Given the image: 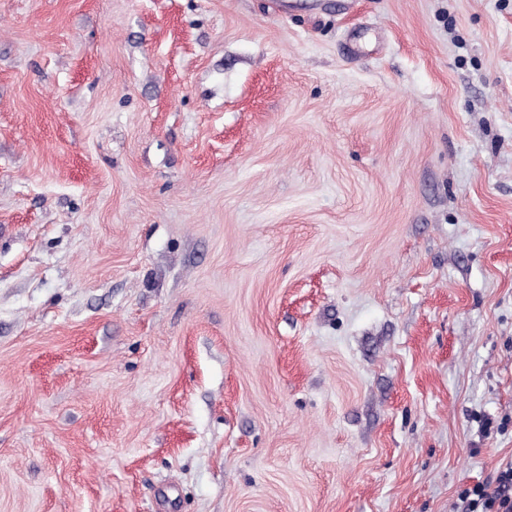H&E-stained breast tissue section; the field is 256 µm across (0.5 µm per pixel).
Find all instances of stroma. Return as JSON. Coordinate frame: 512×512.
Masks as SVG:
<instances>
[{"label": "stroma", "mask_w": 512, "mask_h": 512, "mask_svg": "<svg viewBox=\"0 0 512 512\" xmlns=\"http://www.w3.org/2000/svg\"><path fill=\"white\" fill-rule=\"evenodd\" d=\"M510 461L512 0H0V512Z\"/></svg>", "instance_id": "1"}]
</instances>
